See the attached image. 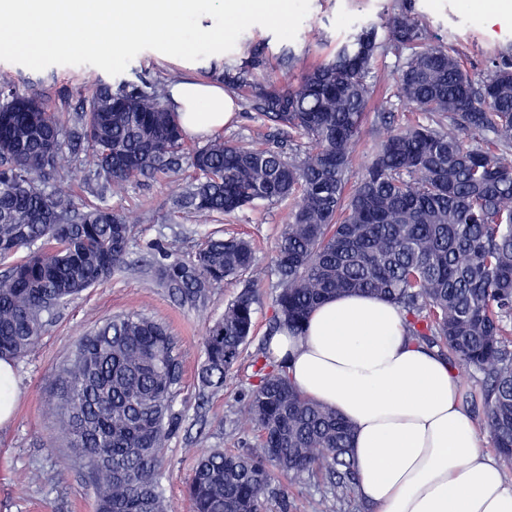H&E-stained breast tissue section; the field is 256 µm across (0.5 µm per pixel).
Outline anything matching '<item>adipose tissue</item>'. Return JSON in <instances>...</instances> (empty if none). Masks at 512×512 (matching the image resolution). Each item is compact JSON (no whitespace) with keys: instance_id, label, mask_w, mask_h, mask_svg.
<instances>
[{"instance_id":"ef3b65f1","label":"adipose tissue","mask_w":512,"mask_h":512,"mask_svg":"<svg viewBox=\"0 0 512 512\" xmlns=\"http://www.w3.org/2000/svg\"><path fill=\"white\" fill-rule=\"evenodd\" d=\"M170 97L190 136L235 116L215 85L186 78ZM269 350L302 393L351 424L358 493L377 512H512V484L481 448L453 369L406 336L396 306L367 295L326 300L304 333L281 331Z\"/></svg>"}]
</instances>
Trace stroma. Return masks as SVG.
<instances>
[{"label": "stroma", "mask_w": 512, "mask_h": 512, "mask_svg": "<svg viewBox=\"0 0 512 512\" xmlns=\"http://www.w3.org/2000/svg\"><path fill=\"white\" fill-rule=\"evenodd\" d=\"M486 0H415L416 14L431 34L447 43L461 57L465 68L480 72L502 45L512 43V11L489 13ZM395 0H310L309 13L294 40L283 42L260 25L249 27L233 50L189 62L154 50L139 53L126 70L112 76L91 65H54L41 71L0 61V81L8 80L40 96L54 110L74 108L80 91L105 84H143L154 79L172 82L191 74L208 79L211 69L238 64L249 49L268 43L270 55L288 47L311 64L332 52L354 24H382L393 11ZM171 186L161 179L148 184H130L121 196H109L105 205L124 214L133 227L134 242L128 267L104 284L88 289L67 303L49 326L35 349L14 362L16 403L12 418L0 424V512H95V489L87 469L71 456L69 441L60 432L50 409L55 400L58 366L69 356L75 341L96 322L138 311L166 324L181 353L184 373L175 399L186 420L162 451L161 482L170 512H192L183 494L197 448L236 450L251 440L237 391L255 380L253 360L266 348L275 290L269 274H262V303L255 317V331L230 376L228 387L213 395L206 405L198 403L197 367L202 360V338L210 321L240 289L226 282L213 288L209 302L200 310L179 307L157 288L142 264L148 246L160 239L179 237L180 255L190 258L208 232L189 213L171 208ZM284 204L256 203L224 218L218 228L224 235L250 238L260 266H267L287 219ZM275 496L267 512H314L329 496L326 480L306 475L290 478L274 474ZM287 498H280V490Z\"/></svg>", "instance_id": "1"}]
</instances>
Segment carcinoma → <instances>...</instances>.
Here are the masks:
<instances>
[{"label": "carcinoma", "instance_id": "1", "mask_svg": "<svg viewBox=\"0 0 512 512\" xmlns=\"http://www.w3.org/2000/svg\"><path fill=\"white\" fill-rule=\"evenodd\" d=\"M383 48L401 59L394 96L425 121L390 129L355 174L365 115L395 120L378 111L370 82ZM264 59L258 44L219 77L277 135L305 137L312 150L288 155L222 137L191 149L160 82L148 91L102 85L69 116L0 83V359L26 357L61 307L127 264L132 228L110 207L79 205L88 178L74 157H90L101 196L169 178L187 161L196 177L171 192L175 210L210 217L258 201L288 205L272 257L269 334L303 332L311 312L339 295L386 299L407 335L452 368L482 375L481 425L512 466V43L475 81L433 42L411 0H400L385 25L354 26L295 84L254 81ZM179 250L175 237L147 270L183 308L205 306L217 284L243 281L204 336L203 401L224 390L252 339L259 280L242 277L256 259L241 237L210 236L189 260ZM256 377L239 392L255 443L197 458L185 487L193 512H267L274 469L324 476L329 512H341L358 483L350 426L294 387L286 361H263ZM181 379L174 336L140 313L108 318L75 344L53 409L94 477L97 512H169L161 449L183 422L174 407Z\"/></svg>", "mask_w": 512, "mask_h": 512}]
</instances>
